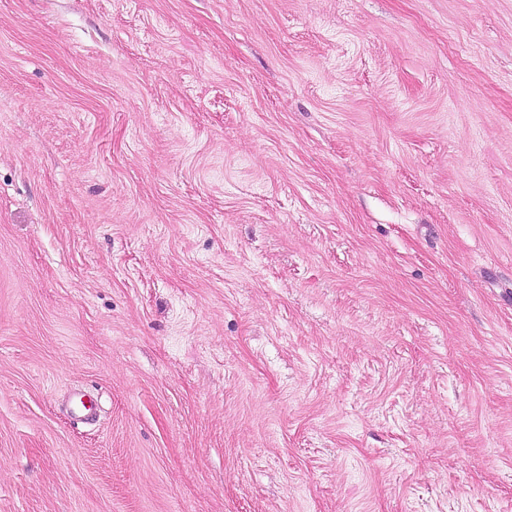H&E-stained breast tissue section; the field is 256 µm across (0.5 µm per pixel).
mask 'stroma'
<instances>
[{"instance_id":"35a3bbf8","label":"stroma","mask_w":512,"mask_h":512,"mask_svg":"<svg viewBox=\"0 0 512 512\" xmlns=\"http://www.w3.org/2000/svg\"><path fill=\"white\" fill-rule=\"evenodd\" d=\"M0 512H512V0H0Z\"/></svg>"}]
</instances>
